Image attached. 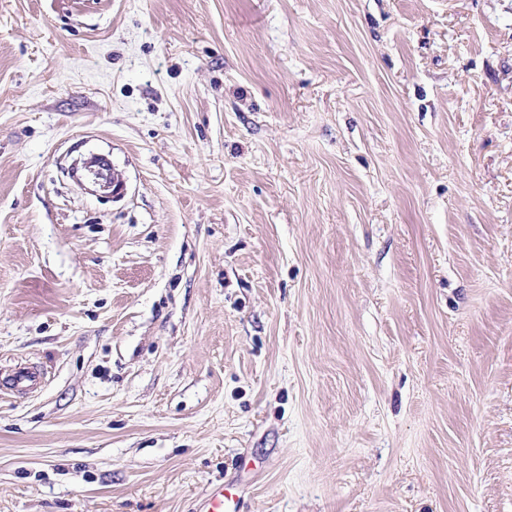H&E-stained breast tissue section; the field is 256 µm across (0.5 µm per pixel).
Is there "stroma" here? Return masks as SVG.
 <instances>
[{"mask_svg":"<svg viewBox=\"0 0 512 512\" xmlns=\"http://www.w3.org/2000/svg\"><path fill=\"white\" fill-rule=\"evenodd\" d=\"M19 364L0 512H512V0H0ZM44 374L36 366L21 365L2 383L3 393H27L37 389L43 382Z\"/></svg>","mask_w":512,"mask_h":512,"instance_id":"1","label":"stroma"}]
</instances>
